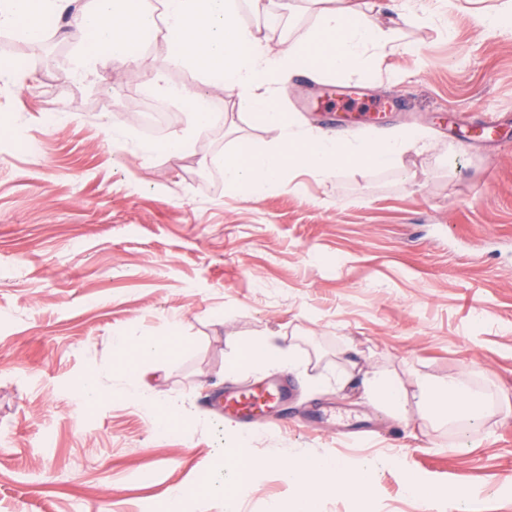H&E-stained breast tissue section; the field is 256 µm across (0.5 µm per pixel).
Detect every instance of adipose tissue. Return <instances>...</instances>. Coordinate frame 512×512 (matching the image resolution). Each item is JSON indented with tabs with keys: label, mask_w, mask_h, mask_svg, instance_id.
I'll return each mask as SVG.
<instances>
[{
	"label": "adipose tissue",
	"mask_w": 512,
	"mask_h": 512,
	"mask_svg": "<svg viewBox=\"0 0 512 512\" xmlns=\"http://www.w3.org/2000/svg\"><path fill=\"white\" fill-rule=\"evenodd\" d=\"M307 2L317 8L314 26L304 39L284 40L276 52L270 50L262 28H252L239 19L246 5L263 18V28L278 26L281 18L273 11V0H0V31L38 42L44 36L43 18L69 17L76 46L74 70L84 77L96 74L106 62L116 70L132 63L133 31L161 21L159 33L166 45L168 67L202 74L206 84L234 93L241 111L277 130L273 143L242 140L224 157L225 187L256 202L295 171L304 170L322 179L344 167L401 171L405 154L426 145L425 133L417 128L382 139L300 134L294 130L295 118L281 109L279 97L289 74L301 69L370 74L377 59L401 49L400 25L433 22L440 13L454 8V0H438L432 8L425 0H394L393 15L385 24L376 15L363 12L360 0H336L335 6L326 8L321 7V0ZM179 96L190 115L188 129L163 143L144 144L138 152L142 164H150L161 154L181 159L192 149L198 132L220 122V113L206 108L198 91L186 88ZM117 345L124 353L125 373L133 375L142 359L173 355L180 340L175 336H128ZM290 362V357L263 338L239 345L232 359L233 366L254 371ZM418 396L432 418L445 423L462 420L473 428L489 407L480 393L454 377L443 382L421 380ZM249 445V436L237 434L233 447L217 456L212 479L199 487L202 494L220 496L224 512H234L264 466L263 461L247 454ZM276 469L296 492L297 512H315L327 495L368 494L375 472L370 462L354 471L307 454L277 463Z\"/></svg>",
	"instance_id": "ef3b65f1"
}]
</instances>
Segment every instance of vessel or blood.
I'll use <instances>...</instances> for the list:
<instances>
[{"label": "vessel or blood", "mask_w": 512, "mask_h": 512, "mask_svg": "<svg viewBox=\"0 0 512 512\" xmlns=\"http://www.w3.org/2000/svg\"><path fill=\"white\" fill-rule=\"evenodd\" d=\"M289 388L286 382H262L217 395V409L224 418L241 426H250L262 418L275 419L287 408Z\"/></svg>", "instance_id": "obj_1"}]
</instances>
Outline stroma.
<instances>
[{
    "instance_id": "35a3bbf8",
    "label": "stroma",
    "mask_w": 512,
    "mask_h": 512,
    "mask_svg": "<svg viewBox=\"0 0 512 512\" xmlns=\"http://www.w3.org/2000/svg\"><path fill=\"white\" fill-rule=\"evenodd\" d=\"M52 25L58 55L0 81V512H163L178 487L183 512H224L221 498L191 492L228 445L211 400L265 376L286 378L296 397L281 425L254 423L251 456L380 463L369 495L325 497L319 512H423L410 477L469 490L468 512H512V34H483L455 10L405 27L411 51L380 60L369 83L293 76L283 107L302 129L416 127L429 148L407 154L404 174H301L249 202L225 190L220 163L239 140L277 131L234 94L172 69L169 82L202 92L227 120L182 159L140 165L138 117L164 42L80 81L65 21ZM329 85L404 108L346 119ZM173 333L176 355L143 359L133 378L122 371L114 339ZM255 337L291 347L292 368L231 369ZM347 343L404 387L400 411L359 378L338 385ZM89 373L105 392L92 407L76 395ZM451 376L489 398L478 428L421 411L417 380ZM143 391L185 420L158 431ZM331 405L336 421L309 426ZM292 496L267 468L237 510L269 512Z\"/></svg>"
}]
</instances>
